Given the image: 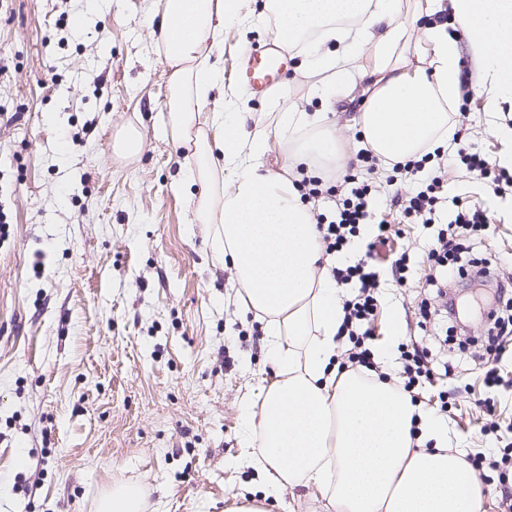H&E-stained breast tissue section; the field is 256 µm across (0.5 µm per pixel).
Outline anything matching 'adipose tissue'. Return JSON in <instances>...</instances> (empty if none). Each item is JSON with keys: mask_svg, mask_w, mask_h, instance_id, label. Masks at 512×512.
I'll list each match as a JSON object with an SVG mask.
<instances>
[{"mask_svg": "<svg viewBox=\"0 0 512 512\" xmlns=\"http://www.w3.org/2000/svg\"><path fill=\"white\" fill-rule=\"evenodd\" d=\"M161 13L151 32L171 70L164 130L194 144L181 168L182 184L200 187L193 221L211 228L236 302L263 320L275 368L241 409L254 450L246 463L261 488L235 512H267L268 500L299 488L333 512H485L483 484L449 448L440 418L416 414L388 381L339 370L340 291L289 173L347 162L349 146L327 122L339 107L361 147L389 164L450 141L448 112L465 91L489 113L512 103V0H414L409 10L403 0H265L321 105L311 114L284 107L280 92L265 95L285 148L282 174L264 167L274 133L251 127L252 112L211 58L226 26L249 22L247 0H162ZM452 22L469 36L467 77ZM366 51L369 67L358 63Z\"/></svg>", "mask_w": 512, "mask_h": 512, "instance_id": "ef3b65f1", "label": "adipose tissue"}]
</instances>
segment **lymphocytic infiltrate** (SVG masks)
Returning a JSON list of instances; mask_svg holds the SVG:
<instances>
[{
	"label": "lymphocytic infiltrate",
	"mask_w": 512,
	"mask_h": 512,
	"mask_svg": "<svg viewBox=\"0 0 512 512\" xmlns=\"http://www.w3.org/2000/svg\"><path fill=\"white\" fill-rule=\"evenodd\" d=\"M449 164L463 165L468 170L479 172L480 176L489 181L492 190H500L505 184L512 185V173L495 168L479 153L468 148H458L444 164L435 162L432 154L427 153L420 159L397 162L392 166L393 173L400 176L402 181H417L421 184L420 191L407 196L404 208L406 214L421 219L432 214L437 202L436 194L444 185L445 167ZM344 181L349 190L337 205L335 220L318 226L325 251L329 254L343 248L348 238L357 233L360 224L370 218L375 207L371 185L358 182L352 174L345 175ZM460 250L456 239L442 232L432 241L427 255L428 260L434 261L436 272L428 276L426 282L448 315L455 312V302L446 291L448 280L453 275L448 263L456 258ZM333 276L338 283L354 287L351 298L342 303L343 318L338 330L339 335L347 337L351 344L348 361L352 367L373 370L376 362L370 323L381 309L379 274L371 258L364 257L354 264L334 268ZM511 346L512 321L501 316L495 317L492 329L488 330L481 344L482 357L487 365L484 377L487 389L492 390L500 385L498 366ZM399 351L404 361V371L400 380L395 381L394 387L415 404L419 401V387L434 380L432 352L416 342L400 345Z\"/></svg>",
	"instance_id": "lymphocytic-infiltrate-1"
}]
</instances>
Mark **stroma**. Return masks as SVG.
<instances>
[{"label": "stroma", "instance_id": "1", "mask_svg": "<svg viewBox=\"0 0 512 512\" xmlns=\"http://www.w3.org/2000/svg\"><path fill=\"white\" fill-rule=\"evenodd\" d=\"M152 0H0V512H95L108 487L137 482L145 512H232L255 473L238 466L240 406L274 377L263 323L232 301L233 273L214 261L177 183L187 147L160 133L168 68L146 23ZM258 16L232 26L219 47L224 80L274 34ZM454 138L497 162L498 129L512 106L487 114L482 99L450 116ZM138 154L112 149L123 128ZM386 168L374 185L399 237L374 251L385 293L377 349L415 340L453 380L421 388V411L440 414L448 446L463 453L512 443V361L506 387L487 392L476 341L488 329L471 306L468 334L423 318L430 272L421 259L447 228L452 196L491 224L474 243L461 233L458 263L488 259L512 274V188L489 192L465 167L448 170V201L431 224L393 204ZM408 252L406 283L390 265ZM449 391L447 412L436 399ZM497 424L496 433L481 434Z\"/></svg>", "mask_w": 512, "mask_h": 512}]
</instances>
